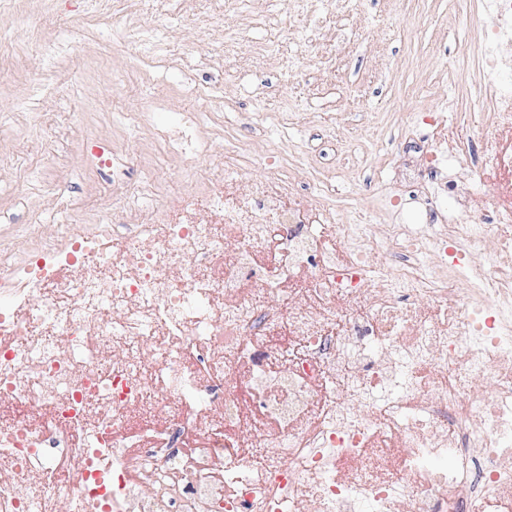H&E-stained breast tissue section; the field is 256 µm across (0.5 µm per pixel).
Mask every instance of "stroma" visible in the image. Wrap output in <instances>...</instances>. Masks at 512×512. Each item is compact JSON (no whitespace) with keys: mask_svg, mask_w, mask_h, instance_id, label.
Returning <instances> with one entry per match:
<instances>
[{"mask_svg":"<svg viewBox=\"0 0 512 512\" xmlns=\"http://www.w3.org/2000/svg\"><path fill=\"white\" fill-rule=\"evenodd\" d=\"M76 6V0H42L34 12L28 0H0V32L9 36L0 55L7 73L0 80V114L7 117L0 126V247L22 259L55 236L58 225L80 234L105 211L135 224L164 205L156 195L130 200L127 185L152 179L172 194L185 188L184 159L160 145L145 150V135L129 136L119 115L147 109L153 124L174 125L181 110L198 106L180 94L187 78L213 88L227 107L195 162L202 173L223 171L229 133L243 139L253 157L240 171V184L264 175L266 147L243 120L246 112L288 113L285 157L301 133L357 142L355 154L340 160V224L372 209L359 172L378 164L379 155L361 139L365 123L383 116L401 125L460 99L468 111L488 109L476 93L477 73L457 67L474 52L472 33L481 24L464 18L462 0H347L336 19L320 22L326 42L302 54L288 40L289 31L312 24L299 0H244L206 35L195 24L204 0H189L177 11L165 0H146L145 11L167 18L165 41L182 55L165 67L152 66L135 41L114 44L111 16L91 26L76 22ZM26 14L34 18L39 47L12 35ZM60 112L70 120L53 122ZM104 146L123 160L120 179L100 177L92 167Z\"/></svg>","mask_w":512,"mask_h":512,"instance_id":"stroma-1","label":"stroma"}]
</instances>
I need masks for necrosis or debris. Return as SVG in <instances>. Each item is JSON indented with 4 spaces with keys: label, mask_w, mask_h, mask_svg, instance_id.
Segmentation results:
<instances>
[{
    "label": "necrosis or debris",
    "mask_w": 512,
    "mask_h": 512,
    "mask_svg": "<svg viewBox=\"0 0 512 512\" xmlns=\"http://www.w3.org/2000/svg\"><path fill=\"white\" fill-rule=\"evenodd\" d=\"M471 7L481 154L411 121L360 172L408 165L415 223H337L275 152L240 191L228 141L173 212L0 254V512H512V0ZM459 169L495 192L446 209ZM312 169L310 165L293 167L288 169L289 181L292 185L293 197L302 198L309 193V184L311 181Z\"/></svg>",
    "instance_id": "4bbe7bcc"
}]
</instances>
